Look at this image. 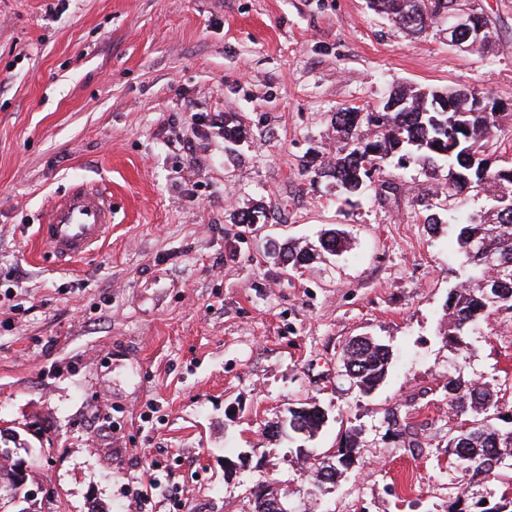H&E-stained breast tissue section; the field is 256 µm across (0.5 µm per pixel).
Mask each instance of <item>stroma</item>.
Returning a JSON list of instances; mask_svg holds the SVG:
<instances>
[{
	"mask_svg": "<svg viewBox=\"0 0 512 512\" xmlns=\"http://www.w3.org/2000/svg\"><path fill=\"white\" fill-rule=\"evenodd\" d=\"M479 2L499 27L482 53L447 20L414 38L366 0H69L53 18L0 0V424L37 462L31 489L60 512H251L264 477L300 512H512V456L480 482L448 457V380L499 392L493 421L512 427V312L462 352L440 335L459 220L485 195L455 196L432 231L417 199L444 171L392 161L347 199L314 175L336 112L393 85L512 109V0ZM219 111L243 142L193 140L189 114ZM77 181L103 182L115 219L64 263L35 231ZM243 211L253 223L232 222ZM333 227L338 254L282 264L288 240ZM358 336L391 352L368 394L342 367ZM310 401L327 421L306 447L355 441L325 492L270 433Z\"/></svg>",
	"mask_w": 512,
	"mask_h": 512,
	"instance_id": "stroma-1",
	"label": "stroma"
}]
</instances>
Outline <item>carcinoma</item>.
I'll return each instance as SVG.
<instances>
[{"instance_id": "cac0c4a2", "label": "carcinoma", "mask_w": 512, "mask_h": 512, "mask_svg": "<svg viewBox=\"0 0 512 512\" xmlns=\"http://www.w3.org/2000/svg\"><path fill=\"white\" fill-rule=\"evenodd\" d=\"M368 7L410 34L426 31L459 9L483 13L477 0H368ZM443 96L453 100L448 112L435 104ZM474 99L471 90L440 93L399 86L371 108L342 110L334 117L336 150L315 170L318 177L333 178L344 194L357 195L389 161L402 164L417 158L447 165L448 179L442 193L451 197L472 186L489 194L490 207L466 217L457 235V257L468 277L448 296V327L442 333L446 345L456 350L461 349L466 330L498 311L512 310V272L503 275L467 250L473 243L482 253L512 263V166L497 164L488 146L505 113L478 112L473 109ZM242 134L236 114L224 113V142L235 144ZM342 246L334 230L325 232L319 241L320 249L330 254ZM494 276L498 277L497 302L490 300L483 287ZM342 358L346 375L364 393L377 386L388 370L389 351L369 338L345 345ZM447 390L456 412L471 416L448 439V457L472 476L487 479L493 475L487 463L512 455V429L497 427L489 417L490 410L497 408L490 389L450 380ZM311 410L309 416L297 421L289 417L288 430L309 435L318 430L325 415L315 405Z\"/></svg>"}]
</instances>
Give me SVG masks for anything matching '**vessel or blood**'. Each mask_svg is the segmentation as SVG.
<instances>
[{
  "mask_svg": "<svg viewBox=\"0 0 512 512\" xmlns=\"http://www.w3.org/2000/svg\"><path fill=\"white\" fill-rule=\"evenodd\" d=\"M112 219L111 195L81 183L54 201L36 237L57 260L82 259L111 234Z\"/></svg>",
  "mask_w": 512,
  "mask_h": 512,
  "instance_id": "vessel-or-blood-1",
  "label": "vessel or blood"
}]
</instances>
